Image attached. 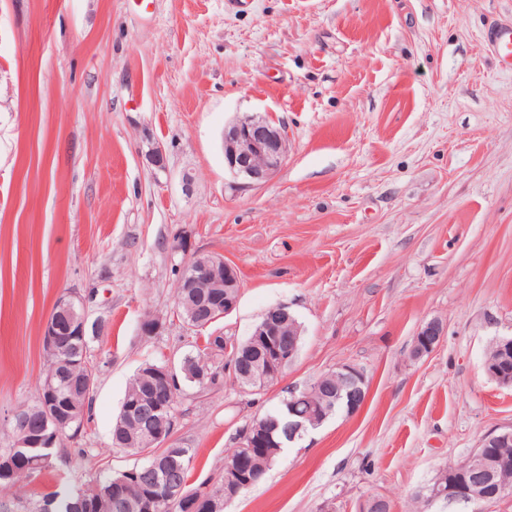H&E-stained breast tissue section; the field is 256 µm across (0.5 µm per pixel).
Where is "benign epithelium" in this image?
I'll return each mask as SVG.
<instances>
[{
    "label": "benign epithelium",
    "instance_id": "obj_1",
    "mask_svg": "<svg viewBox=\"0 0 512 512\" xmlns=\"http://www.w3.org/2000/svg\"><path fill=\"white\" fill-rule=\"evenodd\" d=\"M288 153V133L286 126L277 124L260 115H247L237 119L224 128V169L240 178L246 186L259 185L266 182L280 167ZM197 261L200 275L188 278L184 287H199L200 277L209 280L224 278V287L234 289V292L224 294V305L215 306L210 303L206 295L199 297V306L207 313V320L213 321L221 316H227L236 307L240 282L234 266L224 261V258L209 256L205 259L199 255L192 256ZM290 318V313L283 306L268 309L261 323L253 329V339L243 343L234 344V348H226L229 369L238 370L239 354L254 353L255 359L251 362L249 373L245 377L256 382L266 383L271 377L278 376V368L296 357L300 332L288 329V341H283L281 325L283 320ZM95 333H104L105 324L96 321L91 324L85 310L83 299L74 294L67 293L60 296L56 302L55 310L48 317L43 331V345L52 351L61 343L63 336L87 335L89 330ZM445 336L444 325L431 319L418 329L414 338V349L419 356L430 354ZM488 375L495 379L499 385L512 387V339L499 340L498 360L495 364L486 367ZM336 374L344 380L337 387L336 395L331 402L319 408L316 415H302L293 408H288V439L295 441L308 431L309 427L322 425L331 415L335 403L340 401L346 406L348 413H354L363 405L366 393L364 373L357 367L342 365L336 369ZM39 400L42 412L38 419L39 430L31 432L30 421L19 415H14L15 426L24 428L23 438L19 439L11 453V460L21 463L26 469L34 468V459L31 450L34 448H52L55 442L46 441L45 432L54 429V437H59L63 430L75 420L71 413L65 414L60 407L58 388L50 381L39 386ZM138 416L145 421L147 432L153 442L161 448H169L173 443L174 426L166 413L165 404L157 396L142 399L137 403ZM266 420L254 419V425L246 429L244 437L248 444L244 446L241 454L229 458L224 467L229 473L230 483L224 485V499L234 498L242 486L236 484V475L244 469L247 458L258 447L256 437L262 431ZM512 444V427L494 431L483 437L480 449L474 453V467L469 482L463 485H448V489H437L434 497L448 496L450 502L473 503L477 505H491L501 497L508 495L507 487L495 480L494 458L495 449L504 444ZM150 489L156 496L169 501L186 503L188 500H203V497L193 492H184V487L175 485L170 479L154 472Z\"/></svg>",
    "mask_w": 512,
    "mask_h": 512
}]
</instances>
